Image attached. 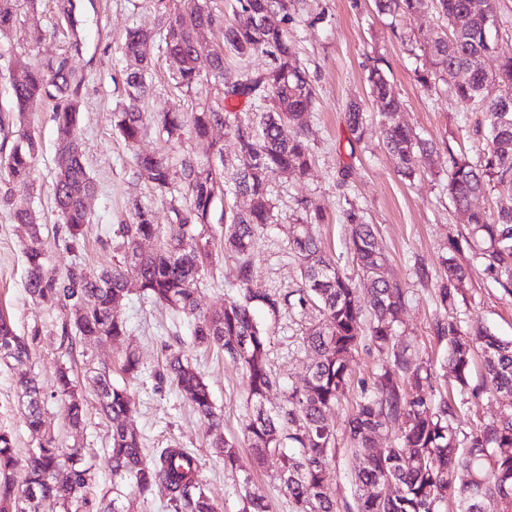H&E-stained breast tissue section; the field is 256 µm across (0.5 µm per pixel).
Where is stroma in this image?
Returning <instances> with one entry per match:
<instances>
[{"mask_svg": "<svg viewBox=\"0 0 512 512\" xmlns=\"http://www.w3.org/2000/svg\"><path fill=\"white\" fill-rule=\"evenodd\" d=\"M82 49L73 62L85 77L83 111L73 130L81 144L87 166L97 180L99 191L90 202L92 222L83 240L67 248L59 233L50 186L54 178L55 126L52 115L38 111L29 121L42 151L35 163L33 183L13 182L6 189L9 203L0 202V312L8 316L19 336L30 347V361L19 370L0 365V429L13 433L19 458L28 457L35 443L29 435L19 401L20 373L37 376L44 387H51L58 367L72 363L80 374L84 394L86 425L82 433H73L63 419L61 399L46 405L51 429L60 447L83 444L95 464L98 488L90 500H98L101 487L112 484L108 437L112 423L99 411L95 387L88 368L108 365L113 381H121V354L134 349L141 361L142 375L129 381L134 408L127 420L142 437L146 455L161 448H183L198 461L199 478L219 512H240L242 479L250 477L252 488L264 496L269 512H292L280 481L279 462L269 458L256 464L244 437L250 413L247 380L242 368L230 362L214 348L191 344V326L184 317L172 314L139 294L130 295L120 309L130 334L124 344L103 339L86 352H67L61 343L58 310L34 303L24 288L25 248L30 240L23 226L15 224L11 203L30 202L40 217L43 231L37 246L46 252L52 266L66 270L73 264L90 270L112 267L122 262L117 230L128 220L136 203L151 202L156 223L168 221V210L154 200L150 187L136 172L137 154L166 151L167 146L154 133H147L136 145L128 147L112 130L111 113L122 90L126 61L120 44L128 25L155 29L157 17L150 0H81ZM326 11L332 21L311 25L313 13ZM38 25L42 40L31 48V55L47 57L64 51L68 38L58 23L56 0H40ZM391 17L377 14L373 0H306L296 17L291 35L296 55L306 68L316 92L310 118L315 163L305 181L288 173L273 176L270 191L277 202V215L286 218L293 212L295 197H309L313 206L323 210L326 221L318 236L326 255L339 268L353 275L357 267L349 248L348 232L343 219L346 200L363 207L369 223L378 228V238L387 251L391 277L405 284L408 293L402 313V328L419 357L437 360L446 348L431 330L436 316L432 288L417 280L414 267L421 264L437 269L441 255L448 250V239L461 230V221L448 200L445 190L448 157L441 154L424 163L414 181L398 176L394 162L379 144L378 127H370L363 142H355L344 119L350 101L363 103L369 115L379 106L370 97L365 81L370 58H383L389 66L394 86L403 108L400 121L421 138L448 143L454 152L477 159L485 141L475 133L479 118L472 107L457 99L446 88L435 92L423 90L414 79V70L422 66L421 42L440 31L444 22L435 10L415 16L411 26L420 39L419 45L398 42L390 31ZM153 70L147 111H191L195 101L175 89L169 75L171 63L157 48H150ZM351 167L347 184H340L338 172ZM211 250L217 259L213 277L202 288L199 302L203 310L222 309L229 295L228 283L237 276V264L222 252L223 233L220 220H213L207 231ZM300 280V269L289 252L287 237L277 229H266L254 250L251 288L255 293L284 292ZM464 298L455 314L467 329L484 328L498 336L512 338V294L488 282L481 269H474L463 287ZM257 315L270 336L268 362L280 379L281 386L269 393L267 407L283 404L287 387L304 377L312 355L300 345L301 317L283 308L271 313L258 309ZM184 351L207 381L214 404L224 416V439L236 441L240 448V467L226 469L212 444L214 434L201 424L191 404L170 381H158L154 373L165 355ZM383 364L377 351L359 347L351 359L352 383L341 403L328 419L337 430L336 451L329 485L337 498L351 494V474L355 460L349 451L346 421L356 403L362 384L371 382Z\"/></svg>", "mask_w": 512, "mask_h": 512, "instance_id": "obj_1", "label": "stroma"}]
</instances>
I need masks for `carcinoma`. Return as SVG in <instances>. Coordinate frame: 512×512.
<instances>
[{"mask_svg":"<svg viewBox=\"0 0 512 512\" xmlns=\"http://www.w3.org/2000/svg\"><path fill=\"white\" fill-rule=\"evenodd\" d=\"M301 0H233L235 21H224V11L211 0H151L158 15L156 30L138 26L125 30L121 52L128 61L121 99L112 111V127L133 145L149 129L168 143H179L190 134L208 139L214 128L224 127L238 144L236 163L213 167L190 153L177 158L142 154L136 157L138 176L169 205L170 221L154 223L152 206L137 204L127 223L119 226L124 261L91 272L81 265L58 273L46 254L25 250V288L31 299L63 312L61 336L68 348L89 345L101 338L120 341L129 334L118 313L132 291L186 317L194 319L191 336L196 345L214 346L242 367L248 384L252 413L246 436L254 459L263 463L276 456L293 512H337L329 488L335 455L336 430L327 414L340 402L350 383V358L361 343L386 356L388 366L361 389L360 399L348 420L350 451L358 460L352 476L354 504L347 512H486L487 502L512 498V339L463 328L455 316H437L432 326L447 355L439 364L424 361L412 352L399 331L407 294L403 284L385 275L388 257L375 225L367 222L362 207L345 200L344 223L350 249L359 267V278L342 273L322 252L316 228L325 215L301 196L295 201L294 222L286 225L292 255L300 266L301 282L286 293L257 295L249 287L253 274V250L258 234L272 225L276 202L269 182L278 172L305 179L314 160L307 116L315 93L306 70L296 59L290 26ZM448 24V31L423 47L428 63L416 71V81L431 91L445 85L460 100L481 113L478 128L486 129V147L473 162L457 156L450 145L448 200L468 227L465 242L483 267L486 278L512 293V55L500 57L498 72L490 76L484 59L496 52L489 34L496 24L495 0H374L376 12L394 19L391 34L401 42L412 41L413 30L403 21L428 5ZM39 0H0V43L8 47L12 72L9 106L0 113V130H11L13 144L0 159V171L9 181L31 179L39 151L27 116L49 104L55 123V177L51 193L61 223L64 242L72 247L84 237L90 223L88 201L98 190L82 149L72 139L82 104L83 77L72 59L81 51V25L77 0H57L58 16L70 32L66 51L32 61L26 52L14 51L12 39L27 29L25 42L41 39L34 25ZM219 30L224 47L238 58V67L225 64L224 53L201 58L195 49L199 37ZM159 42L177 64L172 80L198 103L192 112H162L151 116L142 109L150 90L151 59L147 47ZM254 56L266 58L262 69L249 67ZM381 58L367 65L370 95L381 105V141L392 157L401 179L412 181L423 159L439 148L420 139L408 126L396 121L403 103L383 67ZM222 87L224 107L216 109L200 96L206 80ZM244 102L254 117L230 109ZM346 123L356 142L364 139L370 118L362 103L352 101ZM502 187L508 197L494 212L475 206L486 191ZM225 190L242 203L228 209L224 220V253L237 263L236 293L224 309L200 311L197 294L205 272L213 265L210 226L217 192ZM14 223L39 239L41 224L25 205L14 207ZM153 239L152 253L141 250L140 240ZM458 240H449L448 255L440 272L415 267L421 284L432 285L439 309L455 306L470 268L458 262ZM371 297L364 309L359 294ZM275 313L287 306L309 317L301 341L314 353L302 382L288 390L286 404L275 412L266 408L267 393L279 386L268 364V332L257 322L255 304ZM480 357L484 384L470 387L471 367ZM29 344L0 312V362L22 366L29 361ZM122 370L129 378L140 373L136 352L127 350ZM451 371L461 393L479 396L488 390L503 405L498 419L459 428L461 404L440 390V373ZM162 380L176 383L200 420L210 430L223 426V415L212 400L201 374L180 353L166 357ZM97 395L104 414L112 419L110 456L112 488L97 504L96 512H131L130 494L143 498L164 487L176 512H217L198 478L197 460L180 448H162L147 459L136 432L125 425L133 402L126 387L112 382L109 371L95 372ZM54 395L64 401L65 419L73 430L84 424L83 396L72 369L62 366L53 382ZM21 398L27 429L36 440L29 455L22 484L15 481L18 459L11 432L0 430V512H80L89 505L95 483L93 464L84 448L75 444L60 454L48 433L47 394L34 377H23ZM402 428L389 435L392 424ZM386 437V447L377 440ZM224 465L237 468L239 448L222 441L216 445ZM493 456L495 464L487 465ZM66 457L69 473L59 482L54 473L60 457ZM393 485L390 495L382 494ZM242 512H267L261 496L245 491Z\"/></svg>","mask_w":512,"mask_h":512,"instance_id":"obj_1","label":"carcinoma"}]
</instances>
